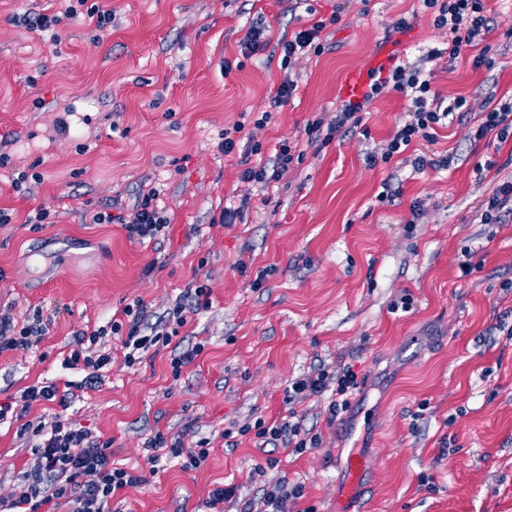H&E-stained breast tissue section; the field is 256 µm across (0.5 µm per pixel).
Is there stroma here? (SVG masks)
Wrapping results in <instances>:
<instances>
[{
	"label": "stroma",
	"instance_id": "stroma-1",
	"mask_svg": "<svg viewBox=\"0 0 512 512\" xmlns=\"http://www.w3.org/2000/svg\"><path fill=\"white\" fill-rule=\"evenodd\" d=\"M115 12L107 31L83 18H64L61 43L14 24L31 11L62 15L67 0H0V311L22 321L35 310L52 317L38 352L0 354V402L44 380L65 383L74 331L107 325L113 313L141 299L151 313L168 309L203 271L212 307L195 316L168 347L127 368L114 362L99 389L66 410L68 419L112 443V459L142 465L155 431L192 428L212 439L206 465H169L160 477L118 493L121 512H208L210 490L238 485L239 500L260 498L279 477L302 483L303 506L317 512H512V335L496 330L512 307L500 284L512 278V216L483 224L481 202L512 179V142L493 151L470 142L486 98H512V0H489L487 37L495 65L468 61L425 64L434 92L466 97L464 120L438 128L437 143L419 152L454 150L450 168L414 173L401 157L369 165L408 106L386 93L371 100L365 131L339 132L269 187L242 181V153L218 148L224 127L240 113L270 112L246 133L270 156L282 139H299L342 100L341 74L368 66L399 33L408 39L395 63H416L427 50H447L454 35L433 24L420 0H106ZM338 14L327 29L332 48L296 61L297 89L288 104L269 98L284 79L279 48L244 57L238 43L264 21L273 39ZM91 101L87 119L56 131L64 111ZM494 167H487V160ZM37 166L40 182L26 194L12 187ZM161 194L171 226L153 242L129 240L118 224H94V210L132 204L144 182ZM400 196L380 201L385 187ZM423 213L412 219L410 205ZM240 208L236 223L222 220ZM55 221L26 225L38 207ZM251 266L239 272L236 262ZM473 264L463 275L462 264ZM269 268L263 287L250 283ZM411 293V311L390 305ZM204 343V352L172 377L173 355ZM354 365L363 382L345 424L328 425L327 401L295 407L319 431L322 448L282 457L265 476L255 464L269 456L254 434L237 448L221 435L233 422L282 414L288 379L324 365ZM426 411H419L421 402ZM421 419H414V412ZM17 424H0V493H9L32 455ZM454 441L444 452L443 439ZM375 465L359 492L338 503V476L351 455ZM434 491L419 489L420 474Z\"/></svg>",
	"mask_w": 512,
	"mask_h": 512
}]
</instances>
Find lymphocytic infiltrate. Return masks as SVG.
Here are the masks:
<instances>
[{
  "instance_id": "f902f5d3",
  "label": "lymphocytic infiltrate",
  "mask_w": 512,
  "mask_h": 512,
  "mask_svg": "<svg viewBox=\"0 0 512 512\" xmlns=\"http://www.w3.org/2000/svg\"><path fill=\"white\" fill-rule=\"evenodd\" d=\"M424 8L435 11L433 20L438 27H447L455 38L447 53L430 50L423 54L421 64L397 65L386 76H373L369 97L386 92H396L407 98L409 105L402 113L395 132L381 153L382 162H389L394 155L404 153L418 140L435 142L436 128L462 109L466 100L454 98L448 106L431 98L429 79L424 76V64L440 56L449 60L467 58L472 69L489 68L494 64L491 48L484 40L490 31L489 17L485 14L484 0H422ZM87 14L96 29L106 30L112 23V9L99 0H76L65 9L64 16L41 14L24 17L27 27L49 34L51 41H58L57 28L62 17ZM326 21H318L295 32L293 37L280 38L281 66L291 69L295 62L310 55L321 56L325 45L321 38ZM364 103L347 102L330 121L316 119L305 126L307 143L317 146L322 134H335L345 127L361 124ZM296 144L280 142L271 163L262 162L241 170L243 180L269 185L280 180L294 161L303 160ZM160 191L150 187L141 191L136 203L128 209L106 205L92 216L96 224H119L129 240L145 242L165 236L170 218L157 205ZM212 306L211 290L204 279H194L183 295L177 297L172 308L158 318H151L142 300H134L113 314L107 326L74 332L71 349L64 360L68 369L81 370L80 380L67 382L58 388L55 382H42L27 387L19 401L0 404V421L11 419L19 422L20 435L31 440L32 458L20 482L5 496L0 495V512H112V500L122 489L147 482L148 478L163 472V458L179 459L183 470H197L208 461L213 448L210 438L201 437L185 441L184 437H171L155 432L145 442L144 467L127 469L112 462V443L92 435L91 431L62 418L63 409L69 408L77 393L101 387L105 373L112 364L111 351L105 350L101 341L113 336L120 345L123 364L132 367L141 364L152 350L168 346L173 337L179 336L193 316ZM48 331L41 311H34L25 322H18L6 313H0V354L7 351L38 350ZM361 379L353 366L346 365L332 370L322 366L311 373L289 380L284 390L283 402L292 406L312 396H328L327 422L335 424L352 408V398L359 389ZM57 403L60 414L52 420L31 418L34 404ZM254 434L264 443L283 449L286 455L302 456L320 448L322 436L314 429L304 427L291 416L276 420L256 418L238 429H226L223 438L228 447H236L237 436ZM305 495L301 484H293L281 477L268 484L261 498L259 510L244 506L242 512H316L315 507H301Z\"/></svg>"
}]
</instances>
